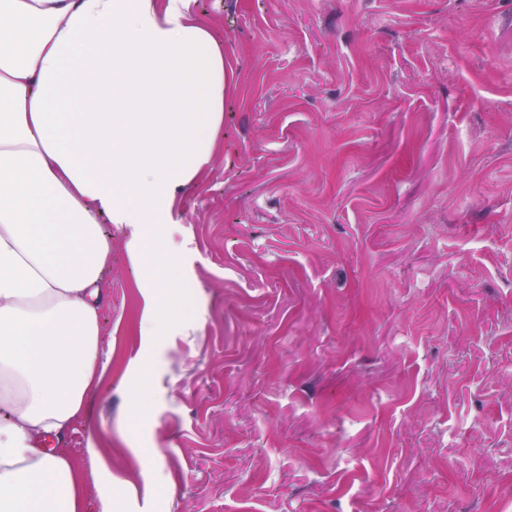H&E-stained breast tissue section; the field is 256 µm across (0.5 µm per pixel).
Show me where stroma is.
Returning <instances> with one entry per match:
<instances>
[{"label":"stroma","mask_w":512,"mask_h":512,"mask_svg":"<svg viewBox=\"0 0 512 512\" xmlns=\"http://www.w3.org/2000/svg\"><path fill=\"white\" fill-rule=\"evenodd\" d=\"M192 10L230 79L178 195L202 315L143 345L113 229L66 451L96 438L129 512H512V0Z\"/></svg>","instance_id":"obj_1"}]
</instances>
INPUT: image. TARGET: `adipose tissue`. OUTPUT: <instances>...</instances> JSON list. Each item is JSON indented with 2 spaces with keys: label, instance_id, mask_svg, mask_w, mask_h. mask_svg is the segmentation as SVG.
<instances>
[{
  "label": "adipose tissue",
  "instance_id": "obj_1",
  "mask_svg": "<svg viewBox=\"0 0 512 512\" xmlns=\"http://www.w3.org/2000/svg\"><path fill=\"white\" fill-rule=\"evenodd\" d=\"M193 0H0V512H85L61 443L109 365L112 242L183 243L178 191L213 160L224 54ZM185 279L144 277L140 334L172 327Z\"/></svg>",
  "mask_w": 512,
  "mask_h": 512
}]
</instances>
